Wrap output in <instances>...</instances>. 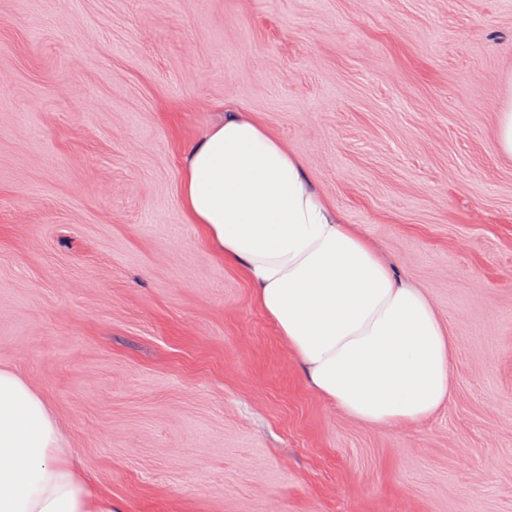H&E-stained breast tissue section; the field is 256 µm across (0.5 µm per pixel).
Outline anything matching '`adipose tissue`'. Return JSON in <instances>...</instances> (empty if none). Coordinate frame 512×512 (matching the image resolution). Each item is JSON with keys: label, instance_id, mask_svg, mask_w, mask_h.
I'll use <instances>...</instances> for the list:
<instances>
[{"label": "adipose tissue", "instance_id": "ef3b65f1", "mask_svg": "<svg viewBox=\"0 0 512 512\" xmlns=\"http://www.w3.org/2000/svg\"><path fill=\"white\" fill-rule=\"evenodd\" d=\"M180 202L236 268L308 386L375 428L429 418L452 396V339L425 292L343 223L302 159L247 112L185 150ZM0 512H125L73 465L48 405L0 367Z\"/></svg>", "mask_w": 512, "mask_h": 512}]
</instances>
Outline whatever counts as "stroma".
<instances>
[{
  "mask_svg": "<svg viewBox=\"0 0 512 512\" xmlns=\"http://www.w3.org/2000/svg\"><path fill=\"white\" fill-rule=\"evenodd\" d=\"M512 0H0V365L126 512H512ZM251 113L431 297L454 394L306 384L179 200ZM496 149L506 159L512 160V95L503 102L496 120Z\"/></svg>",
  "mask_w": 512,
  "mask_h": 512,
  "instance_id": "1",
  "label": "stroma"
}]
</instances>
